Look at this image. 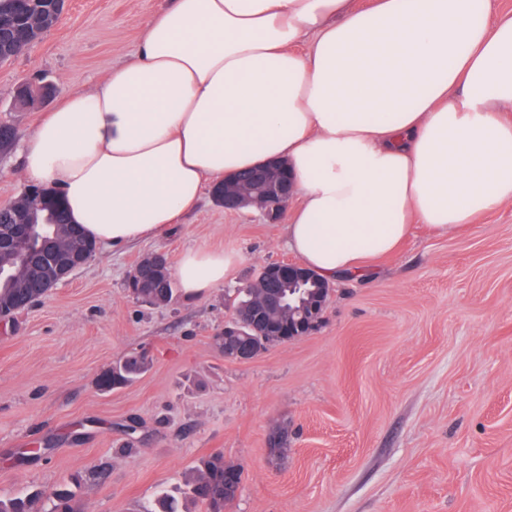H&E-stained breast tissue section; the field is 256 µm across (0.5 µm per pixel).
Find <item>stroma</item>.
<instances>
[{"label": "stroma", "instance_id": "35a3bbf8", "mask_svg": "<svg viewBox=\"0 0 512 512\" xmlns=\"http://www.w3.org/2000/svg\"><path fill=\"white\" fill-rule=\"evenodd\" d=\"M168 3L68 0L0 65V119L25 138L59 97L130 60ZM36 74L54 96L17 105ZM189 249L232 256L223 286L161 307L130 295L139 257L174 266ZM290 257L283 224L207 195L0 324V498L67 489L79 512H139L220 452L243 470L227 512H512V203L449 236L414 226L366 277L334 282L316 331L225 360L217 336L238 288ZM140 351L136 382L100 390Z\"/></svg>", "mask_w": 512, "mask_h": 512}]
</instances>
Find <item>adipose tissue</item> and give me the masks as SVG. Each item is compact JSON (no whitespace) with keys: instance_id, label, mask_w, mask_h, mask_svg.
Returning <instances> with one entry per match:
<instances>
[{"instance_id":"adipose-tissue-1","label":"adipose tissue","mask_w":512,"mask_h":512,"mask_svg":"<svg viewBox=\"0 0 512 512\" xmlns=\"http://www.w3.org/2000/svg\"><path fill=\"white\" fill-rule=\"evenodd\" d=\"M28 184L100 247L169 231L207 185L286 161L289 250L362 277L413 225L452 234L512 201V13L495 0H171L133 59L24 139ZM185 251L184 294L224 283Z\"/></svg>"}]
</instances>
